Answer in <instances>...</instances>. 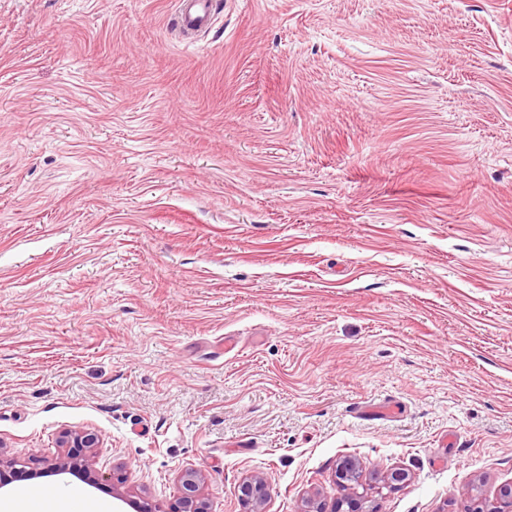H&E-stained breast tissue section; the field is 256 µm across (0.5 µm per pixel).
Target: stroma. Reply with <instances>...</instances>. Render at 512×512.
Masks as SVG:
<instances>
[{"label": "stroma", "instance_id": "1", "mask_svg": "<svg viewBox=\"0 0 512 512\" xmlns=\"http://www.w3.org/2000/svg\"><path fill=\"white\" fill-rule=\"evenodd\" d=\"M0 0V448L172 512L512 482V0ZM237 353L218 356L225 338ZM402 469L393 489L373 474ZM174 27L187 45H195L199 37L214 23L215 9L212 0L175 1ZM59 447L66 448L64 453L54 460H45V467L41 469L30 468L29 471L13 472L37 476L41 474L60 475L65 473H80L91 483L112 489L115 498L122 500L124 492L120 491L123 482L114 478V474H106L96 468L95 456L92 448H98L100 440L98 436L89 430H65L60 433ZM116 480V483L114 482ZM361 470L358 463L352 458H345L336 467L335 478L344 489H355L361 482ZM182 496L176 512H209L207 499L202 493L204 476L200 471L187 470L180 477ZM239 490V499L247 509L245 512H263L268 497V481L264 477H254L244 480Z\"/></svg>", "mask_w": 512, "mask_h": 512}]
</instances>
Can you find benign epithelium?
<instances>
[{
    "label": "benign epithelium",
    "mask_w": 512,
    "mask_h": 512,
    "mask_svg": "<svg viewBox=\"0 0 512 512\" xmlns=\"http://www.w3.org/2000/svg\"><path fill=\"white\" fill-rule=\"evenodd\" d=\"M59 447L64 453L54 460L45 461L41 469H29L28 476L41 474L60 475L65 473H80L91 483L112 489L117 499L124 498L121 491V482L114 481V477L101 472L96 468L95 456L92 449L99 447L98 436L89 430H65L60 433ZM335 478L341 487L351 490L345 495L332 512H365L361 497L355 492V485L361 482V470L358 463L352 458H346L336 467ZM386 486L396 488L407 484L409 473L403 469H391L383 472ZM182 496L176 512H209L207 499L202 493L204 476L196 470H187L180 477ZM239 499L246 512H265L268 497V481L264 477H254L244 480L240 486ZM347 510H342V507ZM476 512H512V483L502 485L495 500L476 509Z\"/></svg>",
    "instance_id": "benign-epithelium-1"
}]
</instances>
